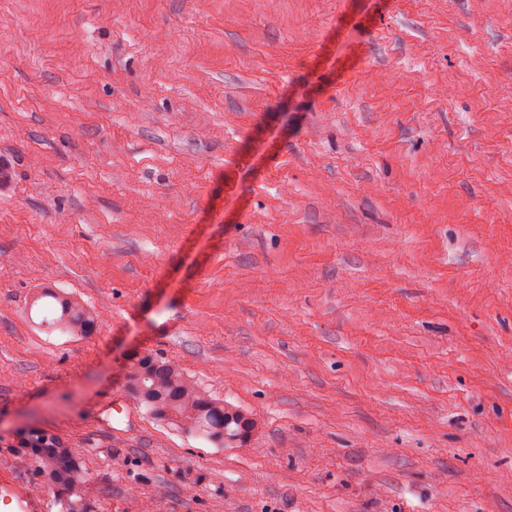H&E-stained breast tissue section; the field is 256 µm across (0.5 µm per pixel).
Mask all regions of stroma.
<instances>
[{
	"instance_id": "1",
	"label": "stroma",
	"mask_w": 512,
	"mask_h": 512,
	"mask_svg": "<svg viewBox=\"0 0 512 512\" xmlns=\"http://www.w3.org/2000/svg\"><path fill=\"white\" fill-rule=\"evenodd\" d=\"M0 154V473L50 512H512V0H0ZM148 354L255 440L104 425ZM45 297L55 299L59 305L57 316L52 320L55 328L69 336H85L91 331L93 317L72 296L60 295L51 288H44L43 293L33 300L32 306Z\"/></svg>"
}]
</instances>
